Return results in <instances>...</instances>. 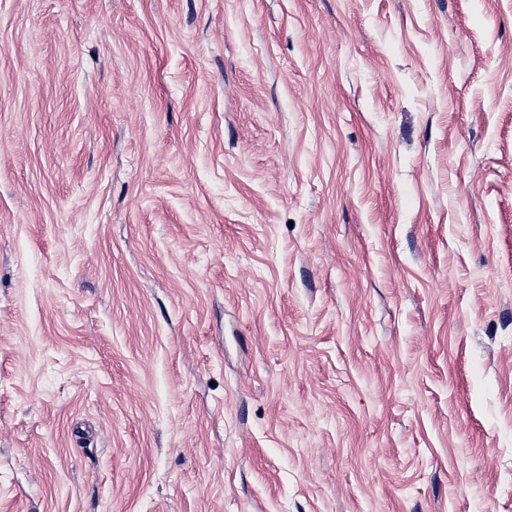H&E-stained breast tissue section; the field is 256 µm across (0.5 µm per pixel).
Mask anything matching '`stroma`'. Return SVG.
Returning <instances> with one entry per match:
<instances>
[{"label":"stroma","instance_id":"35a3bbf8","mask_svg":"<svg viewBox=\"0 0 512 512\" xmlns=\"http://www.w3.org/2000/svg\"><path fill=\"white\" fill-rule=\"evenodd\" d=\"M0 512H512V0H0Z\"/></svg>","mask_w":512,"mask_h":512}]
</instances>
